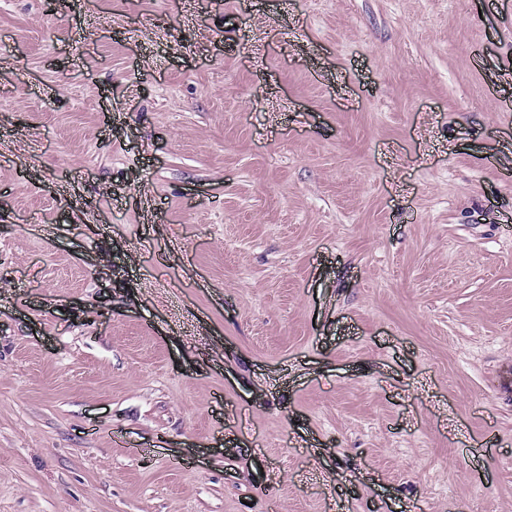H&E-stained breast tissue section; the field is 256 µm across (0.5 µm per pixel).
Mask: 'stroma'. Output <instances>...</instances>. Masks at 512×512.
<instances>
[{"instance_id": "stroma-1", "label": "stroma", "mask_w": 512, "mask_h": 512, "mask_svg": "<svg viewBox=\"0 0 512 512\" xmlns=\"http://www.w3.org/2000/svg\"><path fill=\"white\" fill-rule=\"evenodd\" d=\"M0 512H512V0H0Z\"/></svg>"}]
</instances>
